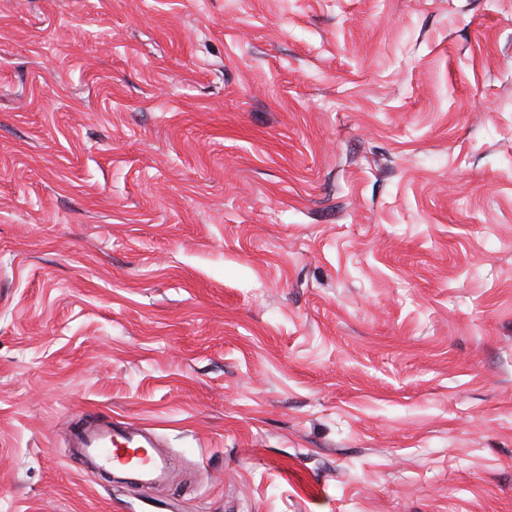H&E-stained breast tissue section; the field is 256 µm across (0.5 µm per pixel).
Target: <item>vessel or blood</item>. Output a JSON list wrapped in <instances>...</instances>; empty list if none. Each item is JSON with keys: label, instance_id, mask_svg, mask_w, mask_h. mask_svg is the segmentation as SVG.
I'll return each instance as SVG.
<instances>
[{"label": "vessel or blood", "instance_id": "b4317fda", "mask_svg": "<svg viewBox=\"0 0 512 512\" xmlns=\"http://www.w3.org/2000/svg\"><path fill=\"white\" fill-rule=\"evenodd\" d=\"M79 452L89 458L93 472L116 483L156 488L168 484L172 461L154 452L149 432L134 425L81 421L72 428Z\"/></svg>", "mask_w": 512, "mask_h": 512}]
</instances>
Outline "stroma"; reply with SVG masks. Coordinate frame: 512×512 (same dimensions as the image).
Masks as SVG:
<instances>
[{
	"mask_svg": "<svg viewBox=\"0 0 512 512\" xmlns=\"http://www.w3.org/2000/svg\"><path fill=\"white\" fill-rule=\"evenodd\" d=\"M160 501L512 512V0H0V512ZM75 447L89 458L95 476L109 482L156 488L169 483L172 461L154 453L141 458L140 448H155L149 432L134 425L79 421L72 427Z\"/></svg>",
	"mask_w": 512,
	"mask_h": 512,
	"instance_id": "35a3bbf8",
	"label": "stroma"
}]
</instances>
